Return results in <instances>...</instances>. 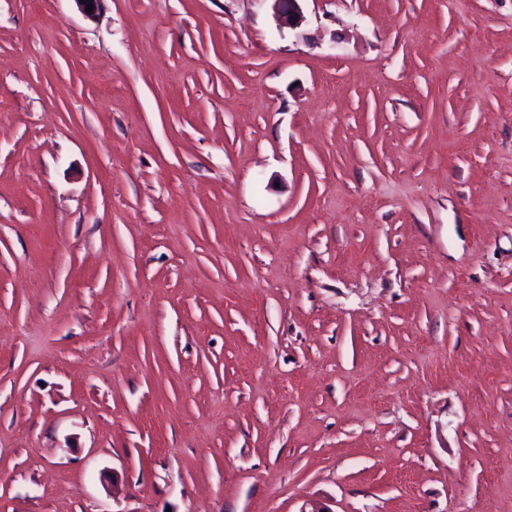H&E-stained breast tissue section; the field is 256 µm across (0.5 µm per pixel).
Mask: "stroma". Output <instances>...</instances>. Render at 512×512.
Here are the masks:
<instances>
[{"label":"stroma","mask_w":512,"mask_h":512,"mask_svg":"<svg viewBox=\"0 0 512 512\" xmlns=\"http://www.w3.org/2000/svg\"><path fill=\"white\" fill-rule=\"evenodd\" d=\"M0 0V512H512V0ZM275 15L281 24L288 25L290 29H297L302 26L305 16L300 5L304 0H272Z\"/></svg>","instance_id":"35a3bbf8"}]
</instances>
